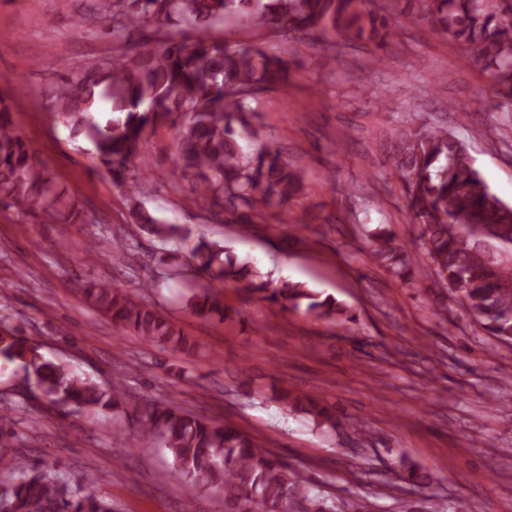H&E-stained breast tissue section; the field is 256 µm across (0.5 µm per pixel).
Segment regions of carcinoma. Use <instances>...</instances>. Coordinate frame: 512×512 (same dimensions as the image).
I'll return each mask as SVG.
<instances>
[{"label": "carcinoma", "mask_w": 512, "mask_h": 512, "mask_svg": "<svg viewBox=\"0 0 512 512\" xmlns=\"http://www.w3.org/2000/svg\"><path fill=\"white\" fill-rule=\"evenodd\" d=\"M93 19L114 35L137 39L131 55L86 64L61 76L46 91L54 124L74 139L85 138L113 183L134 196L129 179L143 159L146 134L158 120L176 129L181 174L196 179V202L248 212L288 202L302 183L304 166L290 164L252 121L248 100L285 81L290 61L259 46L235 48L217 34L224 20L256 21L274 32H306L367 39L384 47L397 36L398 16L425 17L448 41L464 47L501 93L512 94V0H391L380 14L370 0H91ZM156 26L154 35L143 30ZM183 37H157L166 26ZM395 167L404 183L407 209L433 267L435 286L459 291L467 311L500 343L512 345V206L493 194L464 144L448 131L417 126L399 138ZM0 203L19 208L31 221L83 222L77 203L46 172L32 145L14 125L10 105L0 97ZM134 224L167 238L177 231L134 206ZM370 257L407 281L410 258L394 234L372 235ZM190 257L195 271L213 278L244 281L247 290L282 311L304 310L318 319H347L334 296L302 283L274 286L249 263L202 236ZM192 310L227 317L229 308L207 287L188 282ZM83 301L114 325L142 341L184 354L195 352L188 338L150 300L112 283L87 277L78 282ZM0 358L17 362L34 379L43 399L76 411L123 409L141 435L166 448L177 473L224 499V512H323L302 488L297 474L277 453L224 424L183 409L172 401L127 399L116 383L109 390L83 379L66 365L45 359L16 328L0 320ZM12 410H0V468L10 482L0 489V512H112L93 491L75 488L57 466L31 465L8 453ZM399 478L414 486L429 474L404 459Z\"/></svg>", "instance_id": "obj_1"}]
</instances>
